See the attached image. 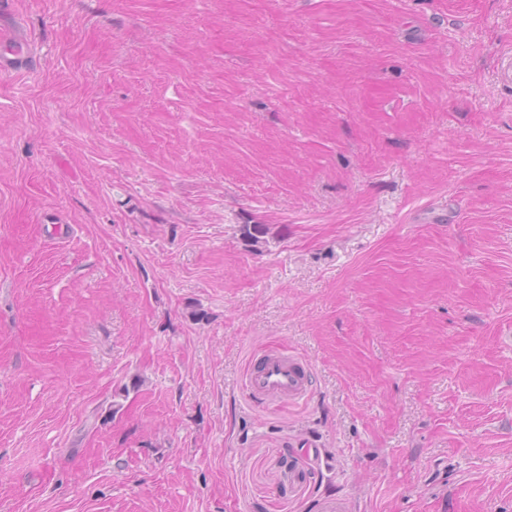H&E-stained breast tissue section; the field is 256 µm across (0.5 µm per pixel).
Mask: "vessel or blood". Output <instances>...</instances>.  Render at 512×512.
<instances>
[{"instance_id": "1", "label": "vessel or blood", "mask_w": 512, "mask_h": 512, "mask_svg": "<svg viewBox=\"0 0 512 512\" xmlns=\"http://www.w3.org/2000/svg\"><path fill=\"white\" fill-rule=\"evenodd\" d=\"M30 43L11 28L0 29V71L28 68ZM311 388V370L287 348L270 346L254 353L244 381L250 400L267 407L306 397Z\"/></svg>"}]
</instances>
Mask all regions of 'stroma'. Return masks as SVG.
Wrapping results in <instances>:
<instances>
[{"label":"stroma","mask_w":512,"mask_h":512,"mask_svg":"<svg viewBox=\"0 0 512 512\" xmlns=\"http://www.w3.org/2000/svg\"><path fill=\"white\" fill-rule=\"evenodd\" d=\"M6 20L0 512H512V0ZM0 71L28 68L32 57L31 44L11 28L0 29ZM311 388V370L285 347L270 346L254 353L244 381L248 398L265 407L303 399Z\"/></svg>","instance_id":"35a3bbf8"}]
</instances>
